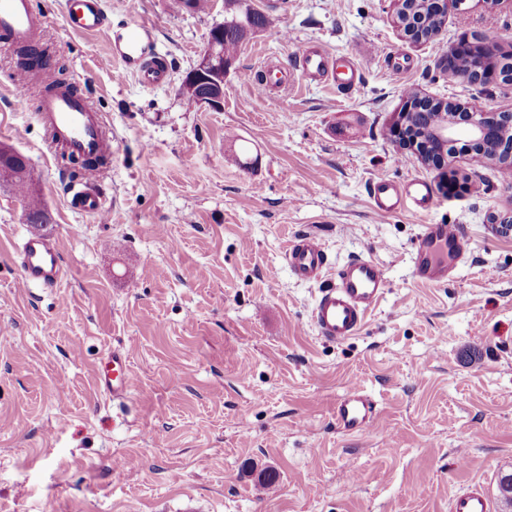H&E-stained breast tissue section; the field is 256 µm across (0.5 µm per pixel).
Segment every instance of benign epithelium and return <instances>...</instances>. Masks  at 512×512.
I'll list each match as a JSON object with an SVG mask.
<instances>
[{
    "label": "benign epithelium",
    "mask_w": 512,
    "mask_h": 512,
    "mask_svg": "<svg viewBox=\"0 0 512 512\" xmlns=\"http://www.w3.org/2000/svg\"><path fill=\"white\" fill-rule=\"evenodd\" d=\"M224 25L214 29L207 44L190 71V79L196 85H206L208 90L197 99L198 106L219 110L224 103V76L232 65L233 58L224 55ZM470 52L478 59L493 56V44L474 38V41H462L448 50V60H453L463 52ZM413 101L405 99L400 112L391 126L393 137L402 149L422 158L427 165L442 170L447 165L450 155L448 145L456 136L464 134L468 142L476 147L495 145L491 155L484 156L490 162L512 164V113L511 112H468L465 114V127H458V120H447L434 128L430 141L425 142L406 132L405 118L412 109Z\"/></svg>",
    "instance_id": "obj_1"
}]
</instances>
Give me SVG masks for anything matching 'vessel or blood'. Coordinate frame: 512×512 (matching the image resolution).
<instances>
[{
	"label": "vessel or blood",
	"instance_id": "obj_1",
	"mask_svg": "<svg viewBox=\"0 0 512 512\" xmlns=\"http://www.w3.org/2000/svg\"><path fill=\"white\" fill-rule=\"evenodd\" d=\"M66 21L76 32H91L103 28L107 16L102 0H66ZM150 27L137 22L126 27L115 40L112 51L118 55L125 71L136 74L147 86L157 87L168 79V64L163 57L150 56ZM45 36V22L35 10L32 0H0V47L9 49L26 46L33 50L29 69L16 71L14 85L21 93H29L32 79L46 85L38 117L49 132L47 150L52 156L111 158L112 139L101 115L90 99L56 83L52 68L44 66L38 50ZM363 66L358 57L334 58L325 49L312 46L301 50L297 70L280 67L279 89H287L292 78L301 75L329 83L342 93H351L359 81ZM103 174L102 167L86 168L81 172L84 187L72 195V205L81 212L104 216L105 201L92 187ZM370 198L374 211L390 214L413 205L424 212L434 206L426 180L414 178L397 182L383 176L370 183ZM22 287H56L63 275L61 255L56 243L46 237L25 239L20 251ZM464 259L460 234L449 224H426L417 237L413 251V274L423 284L438 285L448 281ZM292 273L306 282L327 281L328 286L318 295L312 321L318 335L331 342H342L359 334L368 316L380 303L387 285L384 268L373 259L355 257L338 268H330L322 243L314 236L294 237L285 252ZM102 387L113 399H123L131 383L129 361L122 350H113L99 370ZM374 403L358 388H350L336 411L341 430L363 429L375 416ZM451 512H494L491 497L479 488L456 494Z\"/></svg>",
	"mask_w": 512,
	"mask_h": 512
}]
</instances>
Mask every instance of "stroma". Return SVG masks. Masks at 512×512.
<instances>
[{"label":"stroma","instance_id":"obj_1","mask_svg":"<svg viewBox=\"0 0 512 512\" xmlns=\"http://www.w3.org/2000/svg\"><path fill=\"white\" fill-rule=\"evenodd\" d=\"M50 63L65 62L112 134L99 183L107 220L74 209L62 159L44 146L39 92L17 93L16 58L0 48V145L29 165L51 223L23 219L0 185V512H448L470 483L499 495L512 474V167L455 150L447 170L406 158L389 129L411 87L469 110L512 112V83L454 82L440 62L462 37L512 51V5L463 0L440 34L408 41L392 0H251L270 18L237 48L224 106L182 94L222 0L208 11L172 0H103L107 28L77 33L65 0H32ZM153 27L170 69L148 87L110 41ZM304 45L362 59L352 94L299 80L261 94L243 72L295 65ZM400 64L402 72L387 70ZM379 174L427 179L435 205L380 216ZM456 186H443L446 176ZM455 225L465 262L423 285L411 253L422 225ZM311 233L332 265L369 257L387 288L361 332L320 338V286L283 257ZM53 237L57 287H20L19 247ZM130 357L127 396L112 400L97 366ZM376 404L348 434L336 409L351 383ZM122 469H114V459ZM275 471L274 486L259 475Z\"/></svg>","mask_w":512,"mask_h":512}]
</instances>
